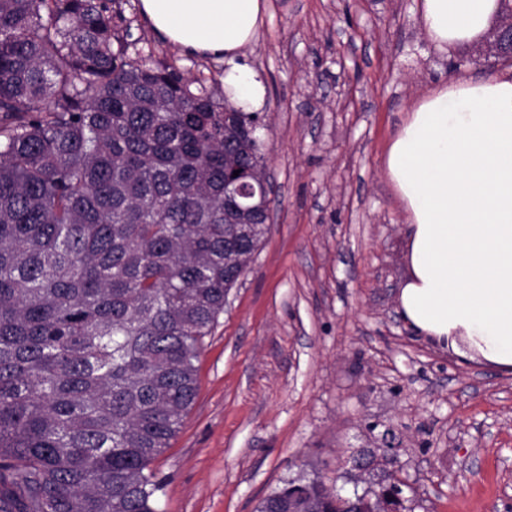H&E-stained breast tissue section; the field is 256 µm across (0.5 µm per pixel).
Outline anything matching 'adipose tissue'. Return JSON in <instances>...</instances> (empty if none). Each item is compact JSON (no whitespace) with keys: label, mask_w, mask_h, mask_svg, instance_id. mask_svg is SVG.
<instances>
[{"label":"adipose tissue","mask_w":512,"mask_h":512,"mask_svg":"<svg viewBox=\"0 0 512 512\" xmlns=\"http://www.w3.org/2000/svg\"><path fill=\"white\" fill-rule=\"evenodd\" d=\"M499 0H419L420 25L439 47L471 45ZM167 42L224 59L235 106L263 103L239 57L263 22L264 0H140ZM385 169L408 215L409 276L398 304L418 335L464 361L512 370V68L437 84L390 143Z\"/></svg>","instance_id":"ef3b65f1"}]
</instances>
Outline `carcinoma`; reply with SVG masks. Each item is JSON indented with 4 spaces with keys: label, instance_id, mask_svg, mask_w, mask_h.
I'll list each match as a JSON object with an SVG mask.
<instances>
[{
    "label": "carcinoma",
    "instance_id": "obj_1",
    "mask_svg": "<svg viewBox=\"0 0 512 512\" xmlns=\"http://www.w3.org/2000/svg\"><path fill=\"white\" fill-rule=\"evenodd\" d=\"M103 0H0V512H159L262 157L202 84L127 58ZM238 176H233L234 171ZM336 512L325 485L288 496Z\"/></svg>",
    "mask_w": 512,
    "mask_h": 512
}]
</instances>
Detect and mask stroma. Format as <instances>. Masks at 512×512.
Instances as JSON below:
<instances>
[{
  "instance_id": "35a3bbf8",
  "label": "stroma",
  "mask_w": 512,
  "mask_h": 512,
  "mask_svg": "<svg viewBox=\"0 0 512 512\" xmlns=\"http://www.w3.org/2000/svg\"><path fill=\"white\" fill-rule=\"evenodd\" d=\"M128 54L224 91V64L156 36L138 0H105ZM418 0H266L245 60L272 222L199 358L195 404L153 464L161 512H257L292 478L353 494L346 458L398 443L408 512H506L512 373L463 363L407 325V216L384 167L448 63Z\"/></svg>"
}]
</instances>
